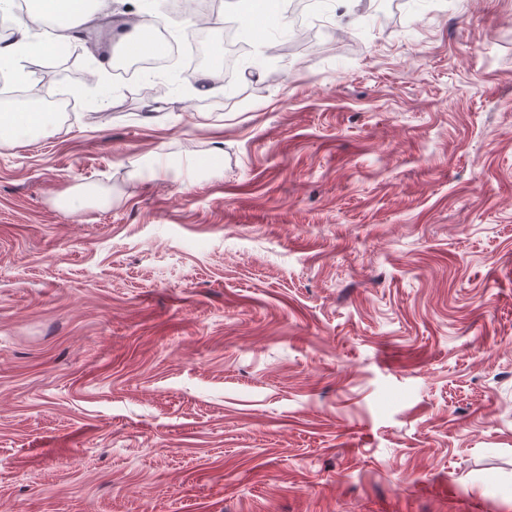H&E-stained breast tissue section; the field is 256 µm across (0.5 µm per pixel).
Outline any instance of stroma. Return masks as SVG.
<instances>
[{"label": "stroma", "mask_w": 512, "mask_h": 512, "mask_svg": "<svg viewBox=\"0 0 512 512\" xmlns=\"http://www.w3.org/2000/svg\"><path fill=\"white\" fill-rule=\"evenodd\" d=\"M314 0L226 94L111 0L0 147V512H512V0ZM72 188L98 202L67 213ZM54 112L22 110L0 113V145L13 146L34 134L59 130Z\"/></svg>", "instance_id": "1"}]
</instances>
